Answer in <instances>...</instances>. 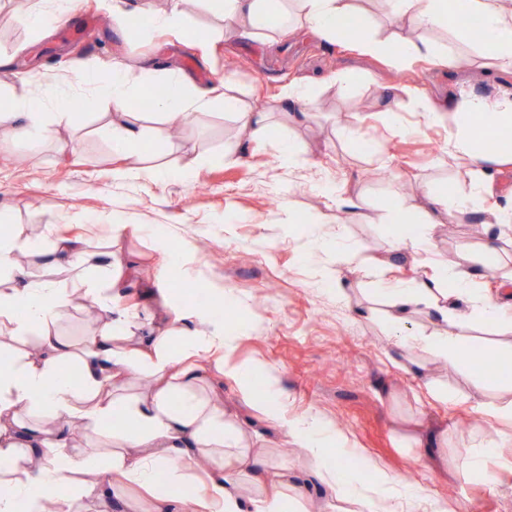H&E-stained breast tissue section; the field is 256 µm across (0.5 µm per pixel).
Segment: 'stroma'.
<instances>
[{
	"label": "stroma",
	"instance_id": "1",
	"mask_svg": "<svg viewBox=\"0 0 512 512\" xmlns=\"http://www.w3.org/2000/svg\"><path fill=\"white\" fill-rule=\"evenodd\" d=\"M87 2L96 21L91 44L54 25L29 28L25 19L42 9L41 0H0V86L40 98L51 113L56 98L73 103L94 93L113 65L153 60L201 88L232 75L233 94L268 113L271 130L265 140H251L234 116L216 109L197 113L173 138L154 107L139 103L142 141L117 156L104 98L98 112L71 115L47 140L0 132V226L17 242L71 240L84 252L73 270L31 266L33 278L66 288L84 279L97 300L120 307L128 293L150 301L158 331L186 302L182 283L222 302L235 347L201 353L207 386L239 413L250 453L284 474L302 512L367 508L334 496L316 478L302 449L220 375L224 360L275 379L291 414L316 413L328 422L344 441L355 489L377 487L378 474L396 475L398 489L381 493L379 512H400L410 488L425 489L449 512H505L512 503V419L494 418L487 408L512 401V379L449 366L422 348L396 349L393 329L429 336L435 326L419 312L394 326L382 290L433 274L446 261L512 303V230L487 224L475 232L479 208L465 220L443 215L423 251L396 244L400 227L385 221L392 204L425 205L431 184L451 186L459 197L471 192L470 173L446 161L447 128L425 124L419 98L444 109L463 89L509 94L512 71L497 68L483 41L460 24L412 29L388 15L384 0L363 3L378 38L431 42L453 66L420 59L403 68L310 35L274 46L228 36L201 0H186L187 23L208 45L203 51L167 32L127 27L113 15V0ZM82 72L87 81H79ZM292 80L313 86L312 103L279 101L280 85ZM390 97L400 103V120L385 110ZM356 138L373 143L377 154L355 150ZM289 141L296 155L288 166L280 150ZM350 197L361 198L362 209L350 212ZM116 224L126 232L113 235ZM488 235L500 253L494 270L479 260ZM127 269L133 277L125 293L112 291L113 274ZM456 331L484 362L495 351L512 356V333L495 324L464 318ZM437 389L455 393L457 403L434 399ZM475 440L486 447L471 471L467 448Z\"/></svg>",
	"mask_w": 512,
	"mask_h": 512
}]
</instances>
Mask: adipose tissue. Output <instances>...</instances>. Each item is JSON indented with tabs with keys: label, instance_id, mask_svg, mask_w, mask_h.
<instances>
[{
	"label": "adipose tissue",
	"instance_id": "adipose-tissue-1",
	"mask_svg": "<svg viewBox=\"0 0 512 512\" xmlns=\"http://www.w3.org/2000/svg\"><path fill=\"white\" fill-rule=\"evenodd\" d=\"M210 15L227 28L249 36L308 32L324 39L352 37L358 51L388 55L400 65L427 57L451 66L452 58L429 42L413 39H377L363 21L359 0H203ZM389 15L417 29H445L454 17L480 16L482 40L497 67L512 69V0H386ZM154 70L125 67L112 70V81L102 94L112 103L108 115L112 127V150L131 152L142 137V129L130 110L136 87L149 85ZM222 107L235 115L240 128L254 140L266 138L270 125L266 113L243 107L228 95L223 85L206 89L187 76L172 72L165 94L155 102L166 122H183L193 113ZM53 117H46L28 99L11 95L0 98V127L21 139L52 135L53 122L68 119L67 101H59ZM419 109L427 123L449 124L448 158L473 177L469 197L457 198L436 186L429 194V207L417 210L414 225L404 217L407 206L393 207L389 223L403 225L401 242L418 248L424 242L421 230H432L442 210L466 211L472 202L483 205L488 224L512 223V205L494 202L492 170L512 164V151L491 153L476 138L471 120L491 118L494 126L512 127V96L460 94L448 112L428 101ZM50 268H75L82 261L81 249L73 243L44 248L41 242L15 241L0 237V329L18 341L37 336L38 356L12 355L0 348V512H45L43 489H58L55 512H74L78 502L101 498L127 484L152 489L153 512H170L180 504L182 512H289L286 494L272 490L270 472L251 464L256 496L243 498L236 489L233 469L248 462L243 436L234 414L223 404L199 394L197 386L206 372L190 359L187 351L173 348V335L201 336L206 343L230 346L231 334L216 307L183 305L174 311V334L154 332L149 316L130 314L101 302L98 326L82 343L52 333L51 324L63 318L74 291L51 280L31 279L21 257ZM439 288L394 287L389 303L396 323H403L416 310H429L443 327L424 343L440 361L465 366L472 357L468 339L456 333L454 307L470 300V314L483 320L498 318L502 307L496 298L477 294L471 275L441 265ZM143 365L154 384L148 394L131 399L124 395L126 369L130 362ZM225 377L239 383L242 394L255 399L253 372L225 364ZM263 402L271 405L272 419L283 437L302 448L321 482L331 489L347 490L352 476L347 468L328 457L325 443L334 434L314 414L295 417L288 413V395L267 385ZM79 423L90 441L109 445V452L73 443L72 423ZM197 455L210 462L204 490H197L182 474ZM249 463V462H248Z\"/></svg>",
	"mask_w": 512,
	"mask_h": 512
}]
</instances>
